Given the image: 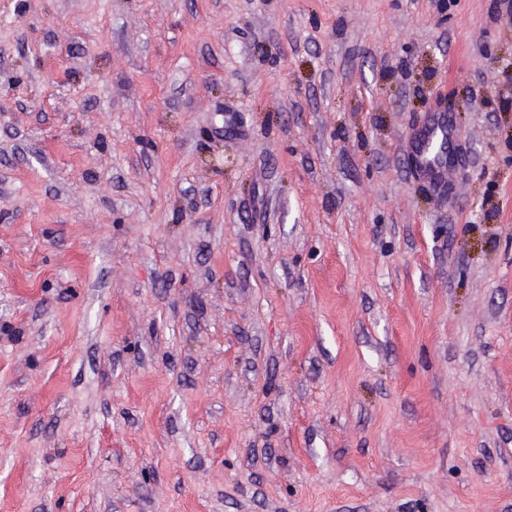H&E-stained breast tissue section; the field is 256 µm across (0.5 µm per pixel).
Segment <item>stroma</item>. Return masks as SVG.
<instances>
[{"label":"stroma","mask_w":512,"mask_h":512,"mask_svg":"<svg viewBox=\"0 0 512 512\" xmlns=\"http://www.w3.org/2000/svg\"><path fill=\"white\" fill-rule=\"evenodd\" d=\"M510 69L512 0H0V512H512ZM448 132L444 115L433 117L430 122L418 131L410 142V156L415 168L441 195L448 188V174L451 167L447 162L437 160L434 156V146Z\"/></svg>","instance_id":"obj_1"}]
</instances>
